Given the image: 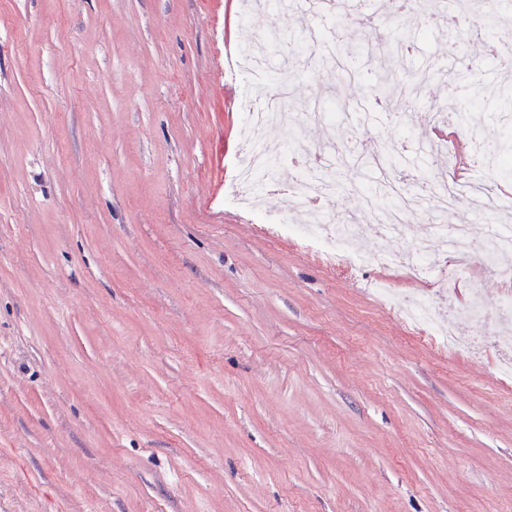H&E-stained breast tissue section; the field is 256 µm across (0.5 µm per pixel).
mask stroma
I'll return each instance as SVG.
<instances>
[{
  "mask_svg": "<svg viewBox=\"0 0 512 512\" xmlns=\"http://www.w3.org/2000/svg\"><path fill=\"white\" fill-rule=\"evenodd\" d=\"M283 31L293 100L355 113L370 68L316 69L304 16H243L241 0H0V512H512V381L497 331L455 355L378 294L454 298L403 263L322 261L225 197L247 80L219 69L225 39L259 51ZM378 41L407 68L480 61L473 120L496 133L512 85L498 60L401 16ZM427 86L403 125L355 124L364 142L416 143L444 118ZM322 201L356 218L354 251L408 255L430 221L386 241L383 200L336 162Z\"/></svg>",
  "mask_w": 512,
  "mask_h": 512,
  "instance_id": "obj_1",
  "label": "stroma"
}]
</instances>
